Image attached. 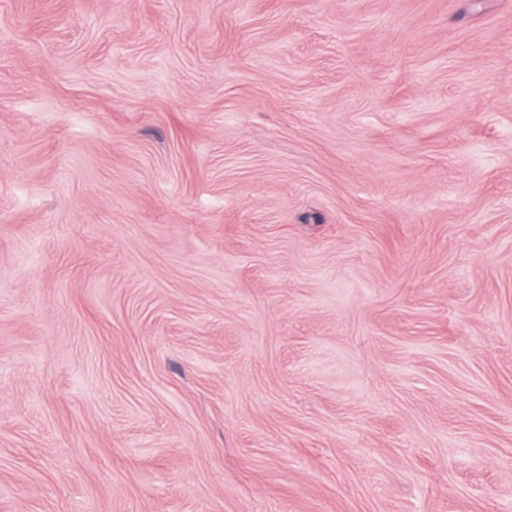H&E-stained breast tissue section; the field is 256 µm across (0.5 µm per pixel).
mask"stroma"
I'll list each match as a JSON object with an SVG mask.
<instances>
[{
	"mask_svg": "<svg viewBox=\"0 0 512 512\" xmlns=\"http://www.w3.org/2000/svg\"><path fill=\"white\" fill-rule=\"evenodd\" d=\"M0 512H512V0H0Z\"/></svg>",
	"mask_w": 512,
	"mask_h": 512,
	"instance_id": "35a3bbf8",
	"label": "stroma"
}]
</instances>
